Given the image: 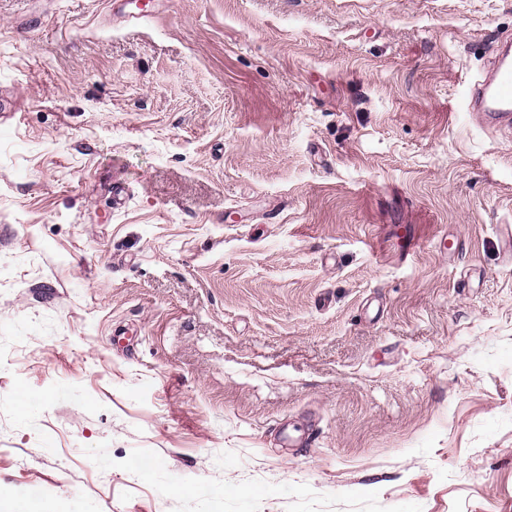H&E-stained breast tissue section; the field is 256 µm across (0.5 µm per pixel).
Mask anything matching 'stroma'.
<instances>
[{
    "instance_id": "obj_1",
    "label": "stroma",
    "mask_w": 512,
    "mask_h": 512,
    "mask_svg": "<svg viewBox=\"0 0 512 512\" xmlns=\"http://www.w3.org/2000/svg\"><path fill=\"white\" fill-rule=\"evenodd\" d=\"M132 11L0 0V493L512 512V0ZM469 112H480L487 126H507L512 112V60L501 53L492 61L486 74L470 89Z\"/></svg>"
}]
</instances>
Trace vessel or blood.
Listing matches in <instances>:
<instances>
[{
  "label": "vessel or blood",
  "instance_id": "obj_1",
  "mask_svg": "<svg viewBox=\"0 0 512 512\" xmlns=\"http://www.w3.org/2000/svg\"><path fill=\"white\" fill-rule=\"evenodd\" d=\"M469 109L492 127L512 123V57L497 55L486 74L469 93Z\"/></svg>",
  "mask_w": 512,
  "mask_h": 512
}]
</instances>
